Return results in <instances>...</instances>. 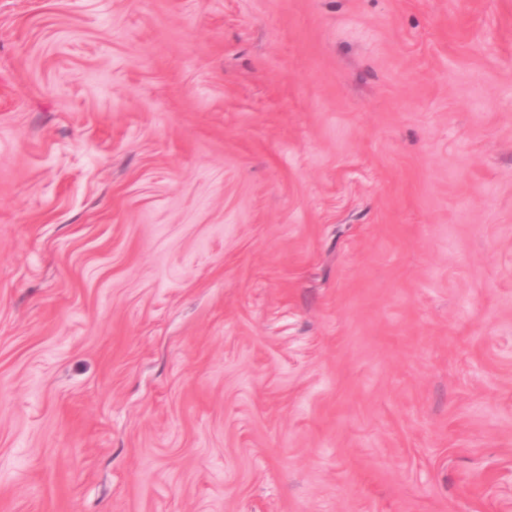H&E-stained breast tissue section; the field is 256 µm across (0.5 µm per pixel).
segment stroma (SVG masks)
<instances>
[{
  "instance_id": "obj_1",
  "label": "stroma",
  "mask_w": 512,
  "mask_h": 512,
  "mask_svg": "<svg viewBox=\"0 0 512 512\" xmlns=\"http://www.w3.org/2000/svg\"><path fill=\"white\" fill-rule=\"evenodd\" d=\"M0 512H512V0H0Z\"/></svg>"
}]
</instances>
